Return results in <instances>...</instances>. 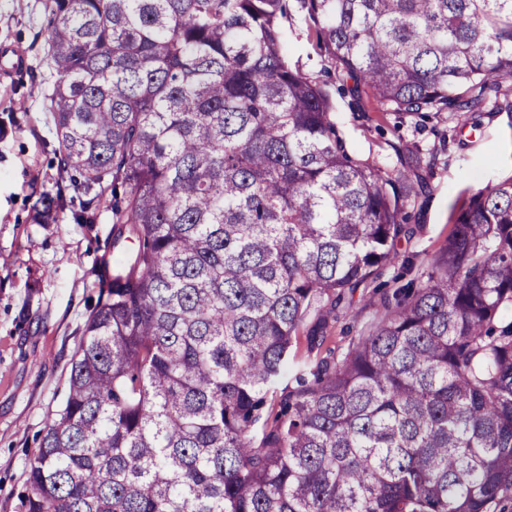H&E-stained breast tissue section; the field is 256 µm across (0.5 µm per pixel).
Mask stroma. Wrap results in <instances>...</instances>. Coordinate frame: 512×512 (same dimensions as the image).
Returning <instances> with one entry per match:
<instances>
[{"mask_svg":"<svg viewBox=\"0 0 512 512\" xmlns=\"http://www.w3.org/2000/svg\"><path fill=\"white\" fill-rule=\"evenodd\" d=\"M50 0H0V512H18L27 489L29 461L48 419L67 397L71 359L99 284L112 237L111 217L77 224L70 211L41 223L40 200L61 182L46 94L54 74L46 58ZM314 28L300 0L283 22L290 67L335 89L339 76L320 56ZM18 68L10 63L15 51ZM336 123L348 150L396 167L411 153H432L435 166L421 169L429 186L412 212L415 233L401 239L400 257L422 269L445 245L458 209L477 189L512 177V112H485L479 128L469 115L441 113L430 119L376 111L367 96L336 98ZM396 284L363 285L348 312L333 324L327 344L345 347L372 317L380 292Z\"/></svg>","mask_w":512,"mask_h":512,"instance_id":"35a3bbf8","label":"stroma"}]
</instances>
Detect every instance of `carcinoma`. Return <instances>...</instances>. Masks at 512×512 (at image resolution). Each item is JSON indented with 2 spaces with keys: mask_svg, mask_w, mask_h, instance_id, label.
<instances>
[{
  "mask_svg": "<svg viewBox=\"0 0 512 512\" xmlns=\"http://www.w3.org/2000/svg\"><path fill=\"white\" fill-rule=\"evenodd\" d=\"M291 0H51L63 174L112 266L21 512H512V178L342 351L396 267L408 170L350 154L288 65ZM379 112H512V0H300ZM129 241L137 243L133 251ZM308 359L288 365L299 336Z\"/></svg>",
  "mask_w": 512,
  "mask_h": 512,
  "instance_id": "carcinoma-1",
  "label": "carcinoma"
}]
</instances>
